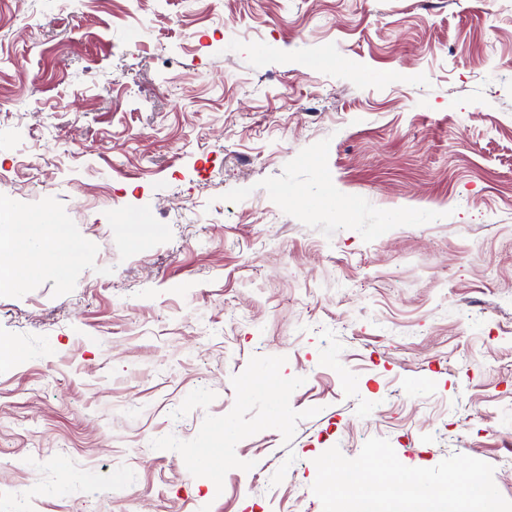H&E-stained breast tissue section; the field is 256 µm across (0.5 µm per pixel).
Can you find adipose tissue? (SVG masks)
Instances as JSON below:
<instances>
[{
  "label": "adipose tissue",
  "instance_id": "adipose-tissue-1",
  "mask_svg": "<svg viewBox=\"0 0 512 512\" xmlns=\"http://www.w3.org/2000/svg\"><path fill=\"white\" fill-rule=\"evenodd\" d=\"M14 251L21 260L13 267V282L23 286L32 274L33 269L22 257L34 252L37 246H44L47 259L43 265L44 272L59 275L67 270L79 258L80 248L75 241L62 233L58 225L53 224L48 211H41L30 216L24 222L9 224Z\"/></svg>",
  "mask_w": 512,
  "mask_h": 512
}]
</instances>
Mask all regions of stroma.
Masks as SVG:
<instances>
[{
	"instance_id": "obj_1",
	"label": "stroma",
	"mask_w": 512,
	"mask_h": 512,
	"mask_svg": "<svg viewBox=\"0 0 512 512\" xmlns=\"http://www.w3.org/2000/svg\"><path fill=\"white\" fill-rule=\"evenodd\" d=\"M1 200L82 254L0 241V512H323L372 437L512 500V0H0ZM9 212L2 213L1 225H6L12 238L14 251L23 256L38 250H44L47 259L41 270L53 275H61L79 258L80 248L75 241L62 233L60 225L53 224L52 216L47 211H41L30 216L26 221L14 223L8 221ZM0 225V226H1ZM47 247L41 249L43 244ZM38 245V248L35 246Z\"/></svg>"
}]
</instances>
